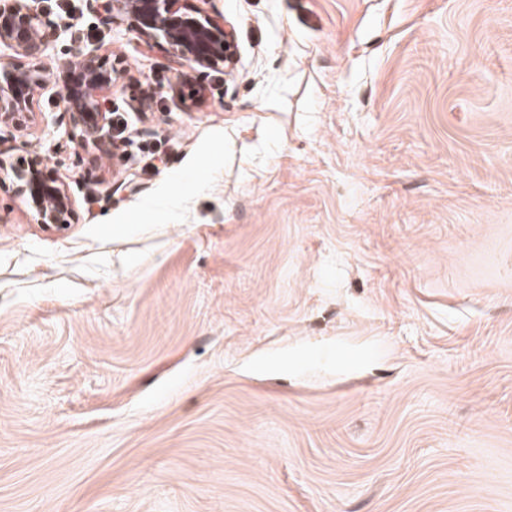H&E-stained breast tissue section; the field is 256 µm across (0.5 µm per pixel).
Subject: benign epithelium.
<instances>
[{"mask_svg": "<svg viewBox=\"0 0 512 512\" xmlns=\"http://www.w3.org/2000/svg\"><path fill=\"white\" fill-rule=\"evenodd\" d=\"M89 8L101 14L107 25L130 21L148 42L163 38L172 62L180 67L196 64L219 69L227 63L235 41L233 29L224 26L221 15L198 16L192 0H89ZM55 37L56 29L32 0H0V45L32 61L27 68L0 66V125L18 131L26 127L34 94L46 83L38 60ZM64 81L66 90L60 103L69 115L73 136L86 147H105L115 154L109 109L112 66L96 50H89L82 54L79 65L66 67ZM11 172L32 202L36 223L75 222L77 213L64 184L48 176L39 164Z\"/></svg>", "mask_w": 512, "mask_h": 512, "instance_id": "obj_1", "label": "benign epithelium"}]
</instances>
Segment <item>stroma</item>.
<instances>
[{"label": "stroma", "instance_id": "stroma-1", "mask_svg": "<svg viewBox=\"0 0 512 512\" xmlns=\"http://www.w3.org/2000/svg\"><path fill=\"white\" fill-rule=\"evenodd\" d=\"M44 0L0 172V512H512V0H197L200 69ZM108 56L130 159L69 136ZM13 177L21 183L34 208L33 217L39 224H72L77 219L73 200L64 184L48 176L38 163L11 168Z\"/></svg>", "mask_w": 512, "mask_h": 512}]
</instances>
